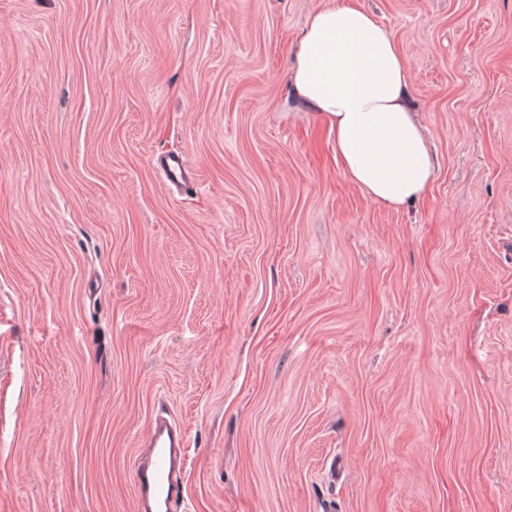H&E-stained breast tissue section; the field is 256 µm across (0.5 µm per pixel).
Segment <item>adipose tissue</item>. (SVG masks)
<instances>
[{
    "mask_svg": "<svg viewBox=\"0 0 512 512\" xmlns=\"http://www.w3.org/2000/svg\"><path fill=\"white\" fill-rule=\"evenodd\" d=\"M289 85L328 123L345 175L373 201L398 208L429 189L434 162L408 104L407 60L371 13L347 0L316 12Z\"/></svg>",
    "mask_w": 512,
    "mask_h": 512,
    "instance_id": "obj_1",
    "label": "adipose tissue"
}]
</instances>
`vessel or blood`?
<instances>
[{
	"mask_svg": "<svg viewBox=\"0 0 512 512\" xmlns=\"http://www.w3.org/2000/svg\"><path fill=\"white\" fill-rule=\"evenodd\" d=\"M183 435L167 419L154 420L150 448L134 469L138 512H187Z\"/></svg>",
	"mask_w": 512,
	"mask_h": 512,
	"instance_id": "b4317fda",
	"label": "vessel or blood"
}]
</instances>
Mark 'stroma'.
Returning a JSON list of instances; mask_svg holds the SVG:
<instances>
[{"label": "stroma", "instance_id": "stroma-1", "mask_svg": "<svg viewBox=\"0 0 512 512\" xmlns=\"http://www.w3.org/2000/svg\"><path fill=\"white\" fill-rule=\"evenodd\" d=\"M338 2L0 0V512H137L161 400L189 512H512V0H355L398 209L288 89Z\"/></svg>", "mask_w": 512, "mask_h": 512}]
</instances>
